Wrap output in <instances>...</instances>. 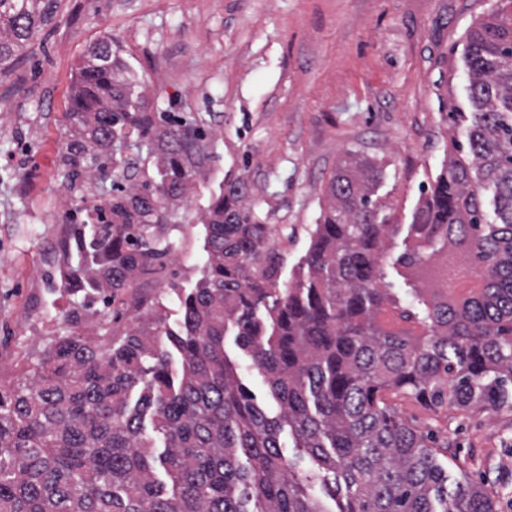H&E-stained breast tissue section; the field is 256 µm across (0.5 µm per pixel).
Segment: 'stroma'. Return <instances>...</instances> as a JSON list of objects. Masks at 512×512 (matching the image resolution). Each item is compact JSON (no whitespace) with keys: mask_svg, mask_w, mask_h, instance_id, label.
I'll return each mask as SVG.
<instances>
[{"mask_svg":"<svg viewBox=\"0 0 512 512\" xmlns=\"http://www.w3.org/2000/svg\"><path fill=\"white\" fill-rule=\"evenodd\" d=\"M494 0H59L28 50L0 72V373L37 363L67 333L59 287L69 199L59 151L79 134L66 115L76 70L98 40L152 114L208 134L173 217L179 261L168 285L200 276V216L242 186L263 223L284 225L283 280L309 246L330 177L346 152L383 169L378 196L409 223L421 184L448 152L449 100L465 102V32ZM512 512V411L433 409L387 394Z\"/></svg>","mask_w":512,"mask_h":512,"instance_id":"35a3bbf8","label":"stroma"}]
</instances>
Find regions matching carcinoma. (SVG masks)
Wrapping results in <instances>:
<instances>
[{
    "label": "carcinoma",
    "instance_id": "carcinoma-1",
    "mask_svg": "<svg viewBox=\"0 0 512 512\" xmlns=\"http://www.w3.org/2000/svg\"><path fill=\"white\" fill-rule=\"evenodd\" d=\"M57 0H0V71L26 51ZM466 124L400 229L373 162L347 153L310 245L283 282L277 229L231 187L204 216L201 277L149 318L126 294L177 262L167 219L205 156L207 134L130 104L103 40L83 59L65 143L71 181L115 176L95 222L70 218L61 286L108 307L110 337H55L38 363L0 375V512H495L473 481L448 487L435 438L382 398L512 408V0L467 31ZM164 128L155 177L133 186L96 147ZM404 231L386 271L387 247ZM480 273L477 292L453 280ZM234 337L270 392L261 404L224 349ZM324 472L314 492L280 436Z\"/></svg>",
    "mask_w": 512,
    "mask_h": 512
}]
</instances>
